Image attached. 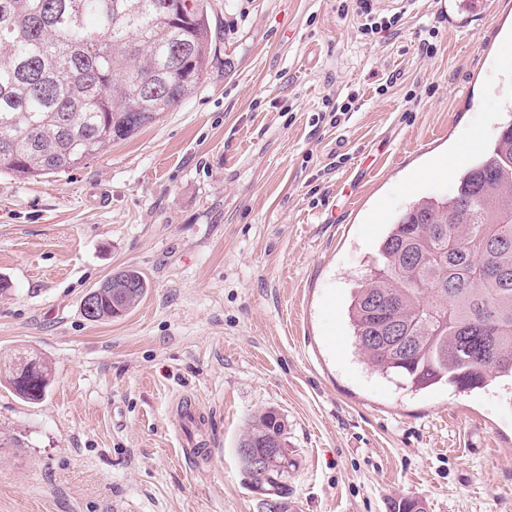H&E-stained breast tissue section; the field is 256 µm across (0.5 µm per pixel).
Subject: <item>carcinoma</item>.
<instances>
[{
    "label": "carcinoma",
    "instance_id": "carcinoma-1",
    "mask_svg": "<svg viewBox=\"0 0 512 512\" xmlns=\"http://www.w3.org/2000/svg\"><path fill=\"white\" fill-rule=\"evenodd\" d=\"M211 54L207 0H0V171L27 179L82 165L176 109ZM147 288L137 269L116 271L86 319L124 315ZM349 318L365 362L417 390L512 378V118L448 197L423 199L390 226ZM386 323L404 343L379 332ZM51 377L44 358L25 354L0 381L37 403ZM270 441L285 447L273 411L240 447ZM241 461L252 489L289 501L286 454L268 477Z\"/></svg>",
    "mask_w": 512,
    "mask_h": 512
}]
</instances>
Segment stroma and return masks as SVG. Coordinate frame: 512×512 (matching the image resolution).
<instances>
[{"label": "stroma", "instance_id": "obj_1", "mask_svg": "<svg viewBox=\"0 0 512 512\" xmlns=\"http://www.w3.org/2000/svg\"><path fill=\"white\" fill-rule=\"evenodd\" d=\"M208 3L216 55L174 111L76 170L0 172V368L34 351L54 374L37 404L0 385V512H261L236 448L268 410L298 512H512V383L396 387L347 315L389 224L452 192L433 161L505 122L512 0L462 28L439 0H375L402 20L373 40L341 0ZM126 266L142 302L87 320ZM187 397L205 460L180 447Z\"/></svg>", "mask_w": 512, "mask_h": 512}]
</instances>
